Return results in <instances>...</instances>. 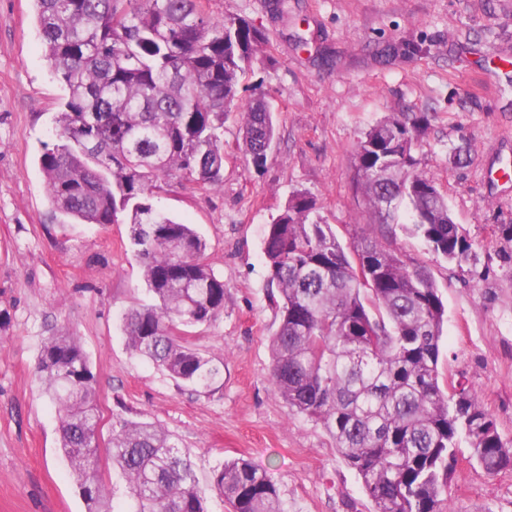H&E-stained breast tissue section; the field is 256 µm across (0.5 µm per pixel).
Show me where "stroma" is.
I'll return each instance as SVG.
<instances>
[{"label":"stroma","instance_id":"1","mask_svg":"<svg viewBox=\"0 0 512 512\" xmlns=\"http://www.w3.org/2000/svg\"><path fill=\"white\" fill-rule=\"evenodd\" d=\"M269 41L239 88L265 93L277 137L264 165L224 125V183L155 189L153 202L206 240L224 310L189 345L223 361L210 391L175 383L126 345L121 314L148 299L131 228L62 224L38 158L55 144L63 90L50 73L32 0H0V512H85L36 377L50 329L79 336L98 380L100 446L123 416L167 431L192 464L208 512H230L214 469L243 457L268 471L286 512H368L355 473L320 424L289 411L270 382L278 319L263 238L296 191L313 197L345 246L362 236L425 267L446 306L441 370L465 377L512 440V0H204ZM426 116L419 169L444 191L472 244L431 253L407 225L378 224L355 189V154L392 114ZM451 512H512V469L487 474L461 448Z\"/></svg>","mask_w":512,"mask_h":512}]
</instances>
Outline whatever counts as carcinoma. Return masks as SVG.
Segmentation results:
<instances>
[{
  "mask_svg": "<svg viewBox=\"0 0 512 512\" xmlns=\"http://www.w3.org/2000/svg\"><path fill=\"white\" fill-rule=\"evenodd\" d=\"M44 56L64 86L58 143L38 158L61 223L131 225L130 244L153 302L129 309L131 352L178 383L209 388L214 359L187 329L224 310V281L202 260L205 240L158 209L159 183H224V119L240 113L244 151L261 166L276 137L263 95L237 105L247 68L268 41L242 18L214 20L202 0H33ZM420 127L401 117L372 127L356 151L358 188L379 223H400L452 262L471 243L437 183L418 170ZM263 251L278 295L271 383L289 410L318 423L361 481L372 512H446L460 439L488 474L512 469L466 378L442 382L446 307L428 271L381 241L345 247L305 192L268 225ZM36 375L55 407L59 447L86 512H116L96 441L97 379L78 337L42 339ZM126 481L122 512H207L190 460L152 422L119 418L107 450ZM232 512H284L267 470L244 458L214 471Z\"/></svg>",
  "mask_w": 512,
  "mask_h": 512,
  "instance_id": "cac0c4a2",
  "label": "carcinoma"
}]
</instances>
